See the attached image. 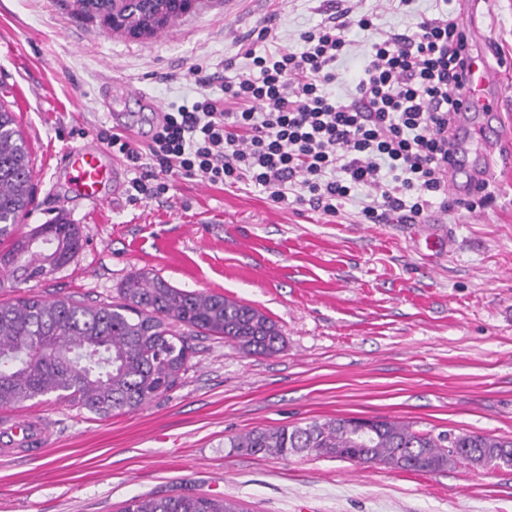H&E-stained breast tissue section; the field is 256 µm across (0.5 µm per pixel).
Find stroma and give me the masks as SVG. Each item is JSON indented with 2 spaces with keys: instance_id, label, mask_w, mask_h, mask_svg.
I'll use <instances>...</instances> for the list:
<instances>
[{
  "instance_id": "35a3bbf8",
  "label": "stroma",
  "mask_w": 512,
  "mask_h": 512,
  "mask_svg": "<svg viewBox=\"0 0 512 512\" xmlns=\"http://www.w3.org/2000/svg\"><path fill=\"white\" fill-rule=\"evenodd\" d=\"M471 51L505 77L512 125V0H448ZM379 28L399 32L432 16L356 0ZM319 0H200L154 36L133 38L80 13L76 0H0V101L33 164V204L17 226L79 225L83 247L44 278L0 285L22 297L109 303L128 276L149 272L189 291L248 303L278 325L282 350L240 354L218 336L193 337L178 384L109 420L64 402L26 403L55 432L41 456L0 455V512H120L139 495L191 492L241 512H512V468L468 464L419 474L314 454L285 458L229 448L255 429L338 416L382 417L419 431L512 439V178L493 177L491 204L433 210L416 224H363L303 206L280 208L242 184L166 177L167 191L101 208L74 201L61 154L111 127L97 93L115 80L143 89L127 100L126 133L146 144L156 107L192 101L191 66L244 61L237 43L265 24L288 46L323 19Z\"/></svg>"
}]
</instances>
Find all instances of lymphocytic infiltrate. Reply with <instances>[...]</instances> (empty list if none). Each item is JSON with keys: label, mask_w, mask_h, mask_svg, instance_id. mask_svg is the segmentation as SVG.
<instances>
[{"label": "lymphocytic infiltrate", "mask_w": 512, "mask_h": 512, "mask_svg": "<svg viewBox=\"0 0 512 512\" xmlns=\"http://www.w3.org/2000/svg\"><path fill=\"white\" fill-rule=\"evenodd\" d=\"M325 13L293 49L268 25L242 38L248 71L221 87L206 66L193 67L195 100L164 112L147 146L102 131L135 173L129 201L165 191L155 180L161 172L210 185L243 182L278 207L330 216L354 202L370 224L395 215L414 223L435 206L453 212L448 130L453 82L470 57L464 23L442 11L405 32H382L374 14L334 0ZM353 28L367 37L365 64L339 98L328 88L341 78Z\"/></svg>", "instance_id": "1"}]
</instances>
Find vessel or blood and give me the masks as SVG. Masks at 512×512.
Returning a JSON list of instances; mask_svg holds the SVG:
<instances>
[{"label": "vessel or blood", "instance_id": "1", "mask_svg": "<svg viewBox=\"0 0 512 512\" xmlns=\"http://www.w3.org/2000/svg\"><path fill=\"white\" fill-rule=\"evenodd\" d=\"M501 77L495 68L482 56H474L466 83L458 88L459 115L456 123L455 169L469 170L471 177H485L493 174L496 158L494 147L503 143L501 126L480 124L472 120L475 109L487 108L485 94L493 88H501ZM488 147V154L479 162L469 159V145ZM65 175L70 198L80 199L89 205L100 206L108 201L106 189L117 184L123 173L120 165L110 163L106 150L98 144H83L68 149L58 163ZM70 198L58 199L59 208H67ZM51 418L18 416L5 411L0 413V452L21 458L37 455L53 434Z\"/></svg>", "mask_w": 512, "mask_h": 512}]
</instances>
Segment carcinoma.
Masks as SVG:
<instances>
[{
  "label": "carcinoma",
  "mask_w": 512,
  "mask_h": 512,
  "mask_svg": "<svg viewBox=\"0 0 512 512\" xmlns=\"http://www.w3.org/2000/svg\"><path fill=\"white\" fill-rule=\"evenodd\" d=\"M102 20L127 13L124 34L146 36L181 16L169 0H77ZM32 163L14 112L0 103V284L38 280L83 246L77 224H39L16 234L32 201ZM220 336L246 356H271L283 339L259 309L220 294L190 292L146 272L130 275L119 301L88 305L38 296L0 302V410L55 397L103 420L132 412L170 391L188 369L189 333ZM337 417L305 426L252 430L229 447L251 455L313 452L360 464L430 473L457 463L511 466L512 440L452 430L417 431L401 421ZM121 512H242L227 498L140 495Z\"/></svg>",
  "instance_id": "carcinoma-1"
}]
</instances>
